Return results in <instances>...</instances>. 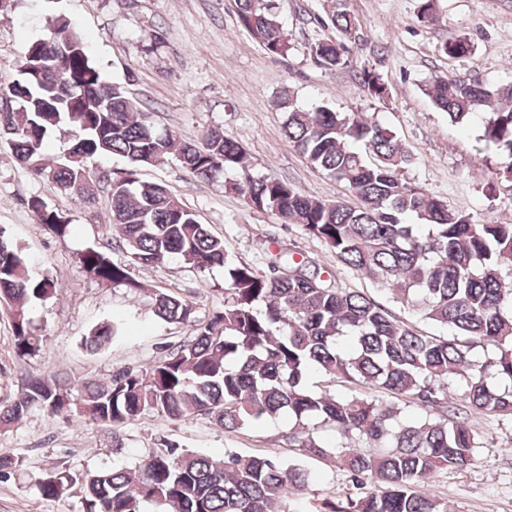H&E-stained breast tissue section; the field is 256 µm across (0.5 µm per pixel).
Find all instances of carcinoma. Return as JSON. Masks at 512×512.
<instances>
[{"label":"carcinoma","mask_w":512,"mask_h":512,"mask_svg":"<svg viewBox=\"0 0 512 512\" xmlns=\"http://www.w3.org/2000/svg\"><path fill=\"white\" fill-rule=\"evenodd\" d=\"M322 25L335 36L314 43L313 62L335 70L349 64L347 43L359 35L346 0H325ZM238 22L266 53L286 56L288 35L269 0H234ZM450 58H466L470 39L447 42ZM28 73L0 83V143L33 176L74 199H93L92 161L105 155L127 159V169L106 176L111 199L112 247L89 246L78 257L90 280L133 293L143 289L139 266L178 260L200 270L224 268V308L199 323L194 303L160 291L154 313L167 324L194 327L191 339L146 368L121 367L104 383L80 384L55 375L34 378L10 402L0 403V426L20 421L33 408L54 416H78L102 426L128 424L156 413L174 421L197 416L236 431L259 420L288 415V443L329 460L347 475L345 504L327 502L325 512H448V503L418 492L440 470L467 467L479 441L471 414L512 415V224H476L425 189L403 180L413 156L388 128L363 112L297 107L284 93L276 107L288 114V140L315 168L342 183L360 205L306 197L276 178L226 181L256 210L299 224L323 241L350 269L388 287L392 299L423 320L453 331L421 333L391 316L373 299L335 288L316 263L280 252L261 273L235 261L224 239L210 233L165 184L142 181L139 168L175 154L194 178L210 182L243 163V148L216 129L181 141L160 132L125 84L107 82L81 35L63 17L50 19L43 37L27 49ZM360 84L375 99L389 96L382 76L363 67ZM426 94L450 121L465 124L487 103L484 140L494 144L502 170L512 175V84L489 87L450 82L438 75ZM69 136L59 156L45 146L55 133ZM36 221L64 240L69 220L42 197L27 201ZM57 294V282L36 272L24 248L0 230V303L9 308L20 357L42 346L32 307ZM127 323L106 317L82 337L90 353L108 349ZM494 348L484 360L479 350ZM319 372L354 387L350 394L315 391ZM463 382L467 410L448 417L449 385ZM374 389L384 400L362 393ZM416 408L404 415L397 403ZM332 428L359 448L317 441L309 424ZM303 462L227 452L222 458L166 442L143 463L103 468L76 477L51 471L40 478L42 496L59 500L81 493L83 512H288V494L308 486Z\"/></svg>","instance_id":"1"}]
</instances>
